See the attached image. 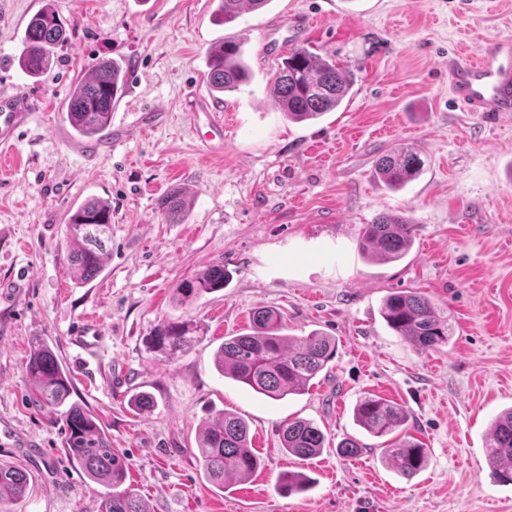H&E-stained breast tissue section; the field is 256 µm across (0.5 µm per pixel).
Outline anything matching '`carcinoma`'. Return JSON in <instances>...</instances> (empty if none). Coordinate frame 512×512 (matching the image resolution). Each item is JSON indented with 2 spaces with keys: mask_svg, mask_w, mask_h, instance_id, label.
<instances>
[{
  "mask_svg": "<svg viewBox=\"0 0 512 512\" xmlns=\"http://www.w3.org/2000/svg\"><path fill=\"white\" fill-rule=\"evenodd\" d=\"M269 0H220L224 23L236 20L244 9L256 11ZM67 40V29L51 5H46L29 20L24 48L19 55L21 69L32 77L48 69L54 49ZM210 89L235 90L249 80L242 42L226 40L208 52ZM126 68L116 61H100L73 86L65 103L67 120L76 134L101 142L112 118V104L119 98ZM353 86L352 74L335 61L324 59L305 48L288 53L270 78V94L288 120H314L336 109ZM420 150L412 146L396 147L380 156L376 169L389 186L398 188L413 180L422 170ZM158 209L177 222L190 206V200L173 187L157 201ZM112 208L104 200L88 197L67 220L68 260L75 276L90 281L104 268L106 241L110 238ZM416 224L404 212L381 214L362 227L361 255L377 261H397L411 249ZM224 266L213 265L182 280L176 288L178 298L189 303L206 293L224 287ZM387 326L410 340L420 351L446 346L450 340L448 322L438 315L432 301L416 291H399L387 296L380 308ZM194 325L189 321H167L155 327L147 348L153 353L173 355L194 341ZM336 351V341L318 331L306 336L285 333L280 314L270 308L258 309L248 332L224 338L215 356L219 372L272 399L303 393L309 382L322 372ZM33 406L49 408L63 422L65 448L87 478L106 489L100 512H146L140 498L123 487L127 477L126 456L112 442L96 416L76 402L71 376L52 348L40 343L25 363ZM361 428L375 438L403 429L407 411L379 397H366L355 408ZM325 436L312 422L291 420L280 429L284 453L301 460L319 455ZM363 445L355 437L342 440L336 452L354 457ZM199 462L207 479L219 486L248 480L260 466V458L251 448L249 426L240 416L221 411L205 422L198 433ZM390 464L407 479L419 474L427 462V449L417 439L404 434L384 448ZM487 454L492 476L503 483L512 482V408L493 422ZM30 474L19 466L0 464V505L17 501L28 491ZM279 489L299 492L305 488L303 475L285 471L279 475Z\"/></svg>",
  "mask_w": 512,
  "mask_h": 512,
  "instance_id": "carcinoma-1",
  "label": "carcinoma"
}]
</instances>
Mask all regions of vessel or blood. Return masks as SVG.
<instances>
[{
	"mask_svg": "<svg viewBox=\"0 0 512 512\" xmlns=\"http://www.w3.org/2000/svg\"><path fill=\"white\" fill-rule=\"evenodd\" d=\"M448 87L454 102L489 119L512 116V39L485 43L476 54L448 59ZM34 105L33 93L0 96V147L8 148Z\"/></svg>",
	"mask_w": 512,
	"mask_h": 512,
	"instance_id": "vessel-or-blood-1",
	"label": "vessel or blood"
}]
</instances>
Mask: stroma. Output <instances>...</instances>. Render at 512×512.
<instances>
[{
	"label": "stroma",
	"mask_w": 512,
	"mask_h": 512,
	"mask_svg": "<svg viewBox=\"0 0 512 512\" xmlns=\"http://www.w3.org/2000/svg\"><path fill=\"white\" fill-rule=\"evenodd\" d=\"M0 22V94L33 92L14 146L0 157V463L32 476L10 512H99L102 486L64 448L54 412L28 403L24 365L47 342L66 365L73 401L92 411L123 452L126 486L147 512H512V483L490 477L488 430L512 407V121L462 111L448 92V57L460 47L512 38V0H270L226 24L216 0H7ZM64 20L40 77L18 66L26 24L44 5ZM244 42L251 77L218 94L207 52ZM305 48L354 75L349 95L315 121L293 123L269 80L289 50ZM102 59L127 65V87L108 135L78 138L64 105ZM229 119L224 151L208 154L207 120L193 96ZM146 113L143 128L132 115ZM418 147L422 174L392 190L375 174L394 145ZM192 200L167 220L156 202L171 187ZM112 206L102 274L76 284L65 218L85 198ZM407 212L418 226L409 254L372 263L358 248L364 224ZM223 265V290L192 303L175 295L187 276ZM422 292L447 319L442 350L420 352L379 309L394 291ZM279 311L289 335L318 330L336 354L303 394L275 400L220 374L214 353L247 332L259 307ZM196 338L165 358L145 338L165 320ZM91 344L73 345L76 330ZM151 393L148 411L127 404ZM376 395L403 406L409 434L429 456L412 479L382 461L380 439L360 428L356 402ZM228 410L249 424L261 459L252 477L221 489L198 462L201 424ZM301 418L326 438L302 461L282 454L280 427ZM22 433L44 457L10 447ZM356 437L359 456L336 452ZM306 491L281 492L283 471Z\"/></svg>",
	"instance_id": "1"
}]
</instances>
